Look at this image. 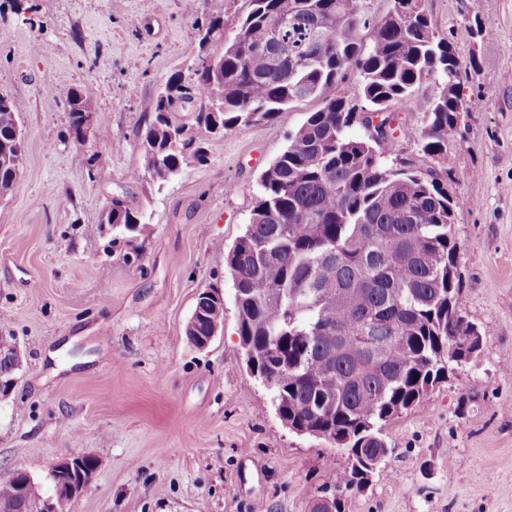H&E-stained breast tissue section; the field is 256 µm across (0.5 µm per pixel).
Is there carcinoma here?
<instances>
[{
  "label": "carcinoma",
  "instance_id": "1",
  "mask_svg": "<svg viewBox=\"0 0 512 512\" xmlns=\"http://www.w3.org/2000/svg\"><path fill=\"white\" fill-rule=\"evenodd\" d=\"M249 2L220 71L200 58L192 81L174 74L158 93L132 178L204 162L202 129L218 135L320 103L262 172L249 224L221 260L234 281L239 346L256 360L277 417L347 452L329 471L333 496L313 512H346V493L364 491L390 452L384 427L480 348L460 304L450 176L380 162L394 147L397 107L423 113L422 127L404 134L444 159L466 111L461 64L421 0H392L381 18L362 0ZM350 71L362 105L338 92ZM430 81L440 92L423 100ZM193 100V119L177 118ZM8 112L18 117L22 105L0 94V144L11 138ZM356 123L364 136L350 134ZM110 205L112 244L151 234L126 198ZM0 512H23L12 480L0 485Z\"/></svg>",
  "mask_w": 512,
  "mask_h": 512
}]
</instances>
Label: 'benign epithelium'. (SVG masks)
<instances>
[{"label": "benign epithelium", "instance_id": "benign-epithelium-1", "mask_svg": "<svg viewBox=\"0 0 512 512\" xmlns=\"http://www.w3.org/2000/svg\"><path fill=\"white\" fill-rule=\"evenodd\" d=\"M14 150L0 154V166L10 168L13 175H18L23 166L24 153L20 145L19 126H14L13 132ZM223 302V297L217 290H208L202 295L201 307L197 308L185 327V334L188 340L198 348L208 346L211 340L217 335L212 331L203 336L199 334L197 316L202 308L216 309ZM98 470L97 458L91 454H76L62 458L58 462L57 470L52 476L54 494L50 497H43L37 491L30 474L24 470H17L13 479L18 487L21 498L31 507L32 512H58L59 503L63 499L75 500L82 495L84 490L92 481Z\"/></svg>", "mask_w": 512, "mask_h": 512}]
</instances>
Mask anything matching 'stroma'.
Listing matches in <instances>:
<instances>
[{
    "label": "stroma",
    "mask_w": 512,
    "mask_h": 512,
    "mask_svg": "<svg viewBox=\"0 0 512 512\" xmlns=\"http://www.w3.org/2000/svg\"><path fill=\"white\" fill-rule=\"evenodd\" d=\"M461 64L468 110L444 162L403 133L400 160L450 171L463 310L483 336L473 359L392 421V448L349 512H512V0H479L474 36L459 0H423ZM247 0H0V93L23 105L24 165L0 198V336L22 355L0 401V483L27 471L42 495L53 460L101 467L71 512H310L344 450L291 433L249 371L233 279L219 258L242 235L261 172L317 109L205 135L206 159L163 185L131 179L137 132L173 74L189 80L211 17L224 49ZM95 105L84 143L58 91ZM153 232L136 259L112 248V197ZM221 289L224 328L185 336L199 292Z\"/></svg>",
    "instance_id": "obj_1"
}]
</instances>
